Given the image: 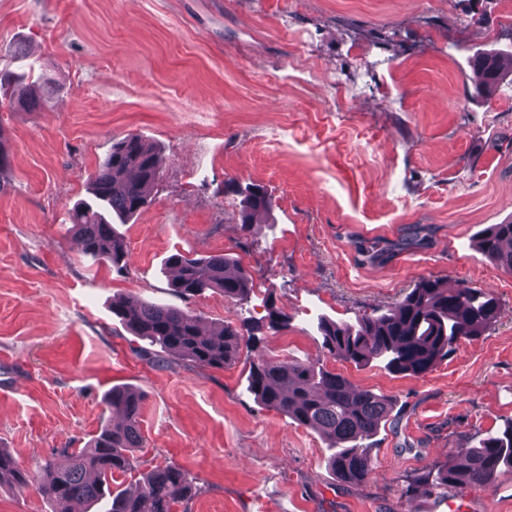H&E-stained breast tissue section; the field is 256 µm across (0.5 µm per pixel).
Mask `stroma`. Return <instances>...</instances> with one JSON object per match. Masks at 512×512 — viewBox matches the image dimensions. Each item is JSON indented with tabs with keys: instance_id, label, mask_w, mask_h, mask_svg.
<instances>
[{
	"instance_id": "obj_1",
	"label": "stroma",
	"mask_w": 512,
	"mask_h": 512,
	"mask_svg": "<svg viewBox=\"0 0 512 512\" xmlns=\"http://www.w3.org/2000/svg\"><path fill=\"white\" fill-rule=\"evenodd\" d=\"M493 49L512 51V0H0V69L43 84L35 111L0 89V448L33 475L64 461L127 386L143 446L115 488L176 463L197 487L187 512H448L415 479L512 421V274L474 246L512 220V75L486 99L469 66ZM128 134L163 164L152 204L118 227L119 273L66 224ZM249 185L272 207L247 231ZM177 252L240 260L254 295L181 298ZM425 278L491 289L500 317L423 377L323 352L318 317L354 321ZM130 294L208 325L286 314L268 358L321 362L392 401L366 441L369 482L338 481L319 433L247 392L250 350L198 369L132 336L112 313Z\"/></svg>"
}]
</instances>
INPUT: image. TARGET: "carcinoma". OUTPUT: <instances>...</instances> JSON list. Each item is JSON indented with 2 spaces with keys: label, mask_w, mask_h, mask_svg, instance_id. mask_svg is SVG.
<instances>
[{
  "label": "carcinoma",
  "mask_w": 512,
  "mask_h": 512,
  "mask_svg": "<svg viewBox=\"0 0 512 512\" xmlns=\"http://www.w3.org/2000/svg\"><path fill=\"white\" fill-rule=\"evenodd\" d=\"M485 59L476 56L471 66L480 77L476 93L487 96L503 74L512 72V52L491 55L492 71ZM12 94L29 109L40 107V100L21 81L13 83ZM161 163L159 154L136 135L112 146L89 176L91 201L77 204L69 215L84 252L119 272L128 271L129 252L112 218L123 222L148 207ZM269 206L259 187L245 188L242 227L249 229L254 215ZM476 245L496 265L512 272V221L485 228L476 236ZM168 265L174 271L172 287L186 298L218 290L243 303L255 292L252 276L224 253L193 257L178 252L168 258ZM112 313L138 339L201 369L224 368L237 358L240 345L257 346L263 329L244 318L237 328L222 324L207 330L189 310L133 296L115 302ZM500 314L498 300L486 288H444L436 279H425L382 313L364 314L345 324L322 319L318 331L323 348L335 358L355 364L380 360L395 373L421 377L447 359L459 341L484 335ZM249 390L264 407L321 433L328 442L330 467L342 482L361 485L371 479L374 461L362 440L377 433L388 416V398L354 387L318 362L285 363L262 357L250 362ZM105 402L121 422L102 429L90 447L67 454L65 463L47 460L40 467L39 490L52 503L53 512H74L81 504H99L101 512H176L191 499L193 483L174 463L151 469L132 494L112 492V480L132 470V452L141 445L143 399L132 389L114 388ZM505 477H512V421L480 439L479 445L459 448L418 482L431 493H445L491 486ZM3 483L18 491L29 488L27 473L0 448Z\"/></svg>",
  "instance_id": "obj_1"
}]
</instances>
